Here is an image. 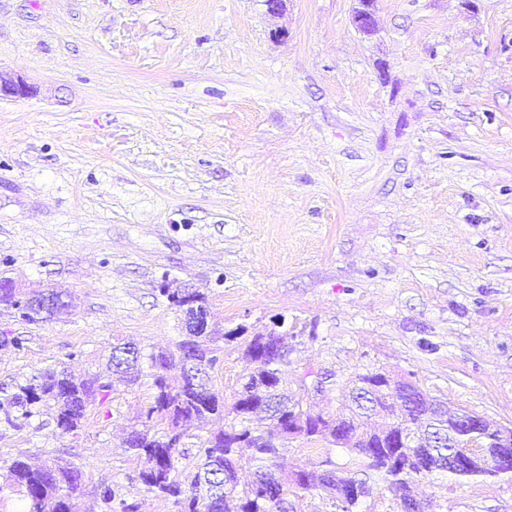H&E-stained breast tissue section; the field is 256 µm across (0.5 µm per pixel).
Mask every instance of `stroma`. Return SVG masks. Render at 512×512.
I'll return each mask as SVG.
<instances>
[{
	"mask_svg": "<svg viewBox=\"0 0 512 512\" xmlns=\"http://www.w3.org/2000/svg\"><path fill=\"white\" fill-rule=\"evenodd\" d=\"M0 0V275L65 290L67 315L0 313V398L44 369L104 371L112 346L171 348L185 329L164 283L207 293L212 328L294 337L283 379L341 412L357 375L383 372L512 423V0ZM210 384L232 404L251 365L216 340ZM149 380L114 384L81 428L0 419V512L15 457L84 473L139 512L122 439ZM347 449L291 440L292 471ZM433 512H512V477L437 473ZM352 13V24L361 33L370 36L376 33V0H357Z\"/></svg>",
	"mask_w": 512,
	"mask_h": 512,
	"instance_id": "stroma-1",
	"label": "stroma"
}]
</instances>
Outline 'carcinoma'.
Wrapping results in <instances>:
<instances>
[{"mask_svg": "<svg viewBox=\"0 0 512 512\" xmlns=\"http://www.w3.org/2000/svg\"><path fill=\"white\" fill-rule=\"evenodd\" d=\"M11 280L0 277V308L27 324H39L58 317V312L30 309L20 312L17 289ZM169 306L182 312L181 303L193 300L208 308L207 294L198 288H159ZM212 333L198 332L178 342L173 350L149 355L153 401L125 439V451L140 460L137 474L146 491L157 498L173 501L177 512H285L288 496L322 490L336 499L339 512H356L359 501L339 499V492L355 484L367 485L363 476L373 472L386 483L400 509L412 498L410 484L427 478L422 469L430 468L433 458L428 449L400 443L406 431L421 439L430 434L448 435V421L426 414L420 403L407 407L396 392L376 390L369 407L351 409L348 415L322 416L303 409L299 401L284 392L280 366L288 363V332L272 329L246 341L243 354L254 370L237 391L234 417L217 433L206 435L196 454L194 472L180 478L179 464L184 455L188 425L224 416V398L211 388L209 371L219 358L211 347ZM140 351L128 345L112 347L110 370L128 381L140 380ZM194 365L201 376L192 381L185 369ZM112 380L100 374L79 378L65 370H46L0 400L5 422L19 428L41 409L52 410L56 429L71 433L86 419L90 403L97 395L108 399ZM306 424L305 438L314 439L318 426L321 439L334 445L336 429L349 435L347 449L356 457L357 471L336 470L327 458L318 469L283 472L278 460L288 451L289 439L280 437L288 420ZM249 448L260 463L257 475L266 490L239 487L240 450ZM11 490L22 495L27 512H76V493L84 482L83 472L70 463L32 465L23 457L9 466Z\"/></svg>", "mask_w": 512, "mask_h": 512, "instance_id": "obj_1", "label": "carcinoma"}]
</instances>
